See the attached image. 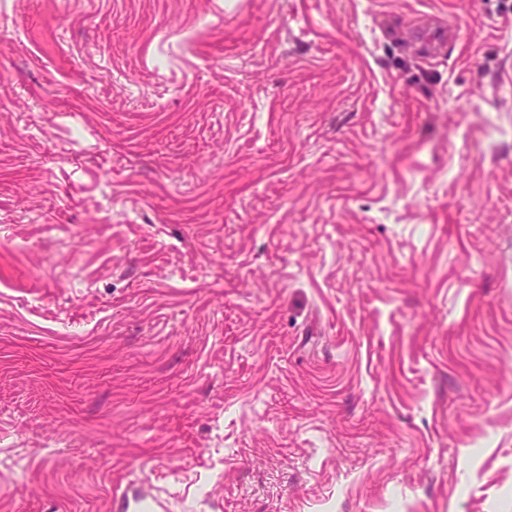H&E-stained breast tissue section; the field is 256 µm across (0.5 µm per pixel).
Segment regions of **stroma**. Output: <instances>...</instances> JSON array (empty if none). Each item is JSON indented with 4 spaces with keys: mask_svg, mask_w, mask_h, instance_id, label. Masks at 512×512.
Returning a JSON list of instances; mask_svg holds the SVG:
<instances>
[{
    "mask_svg": "<svg viewBox=\"0 0 512 512\" xmlns=\"http://www.w3.org/2000/svg\"><path fill=\"white\" fill-rule=\"evenodd\" d=\"M118 488L512 512V0H0V512ZM455 27L451 20L448 19V24L437 23L434 26H426L424 28L419 29L420 36L424 38L428 44H432L435 46V53L429 55V58H433L439 54L442 48L447 45V39L449 37L453 42L456 33Z\"/></svg>",
    "mask_w": 512,
    "mask_h": 512,
    "instance_id": "1",
    "label": "stroma"
}]
</instances>
